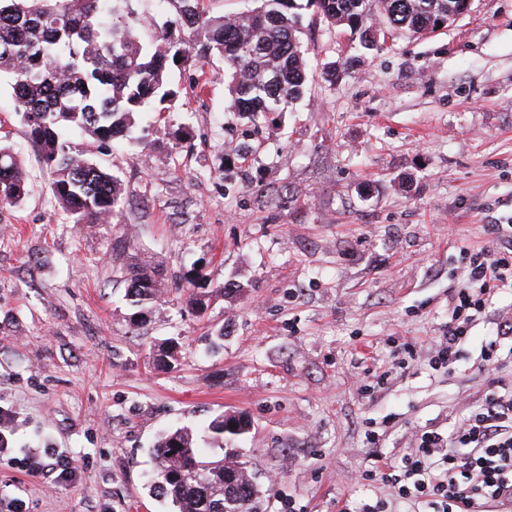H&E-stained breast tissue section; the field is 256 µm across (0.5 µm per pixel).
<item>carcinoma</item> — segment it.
I'll return each mask as SVG.
<instances>
[{
  "mask_svg": "<svg viewBox=\"0 0 512 512\" xmlns=\"http://www.w3.org/2000/svg\"><path fill=\"white\" fill-rule=\"evenodd\" d=\"M134 0H0V73L7 74L15 107L28 136L53 173L52 190L76 224H109L123 212L118 179L81 152L68 136L80 131L106 146L125 136L135 118L175 92L174 67L204 69L206 59L224 58L230 111L251 123L282 112L306 93L304 51L296 36L297 0H261L254 9L209 16L201 0H169L174 19L154 27L147 41L138 31L146 20ZM332 25H346L368 49L377 45L368 26L372 8L388 24L411 33L433 31L460 16V0H306ZM191 39L177 43L173 29ZM180 62H175V59ZM29 187L16 154L0 145V204H16ZM127 296L141 308L157 309L166 291L157 263L135 256L126 267ZM188 303L208 308L206 277L184 276ZM250 421L222 413L207 425L216 447L226 435H243ZM155 472L149 495L170 512H261L262 491L238 455L204 458L188 428L162 432L153 448Z\"/></svg>",
  "mask_w": 512,
  "mask_h": 512,
  "instance_id": "obj_1",
  "label": "carcinoma"
}]
</instances>
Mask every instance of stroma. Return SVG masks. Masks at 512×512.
I'll return each instance as SVG.
<instances>
[{
	"label": "stroma",
	"instance_id": "obj_1",
	"mask_svg": "<svg viewBox=\"0 0 512 512\" xmlns=\"http://www.w3.org/2000/svg\"><path fill=\"white\" fill-rule=\"evenodd\" d=\"M300 15L307 93L270 120L227 112L214 56L204 72L174 70L176 98L128 138L105 149L73 136L121 184L123 215L109 224L78 227L59 207L0 78V143L30 184L0 206V406L17 414L1 504L20 493L27 512H164L145 487L158 434L238 410L252 428L233 446L270 489L265 512H358L377 497L413 512L357 479L373 465L369 422L390 418L380 446L397 460L419 429L452 430L489 389L512 387V366L493 378L478 369L512 289L454 370L429 366L451 257L512 219V0H470L426 35L372 14L371 51L314 9ZM131 247L168 283L137 322L123 274ZM194 268L243 290L198 313L181 289ZM223 325V347L209 352ZM168 338L182 344L173 369L152 363ZM394 339L414 346L407 366L389 356ZM369 374L381 383L360 393ZM38 448L73 451L78 481L50 492L26 475L20 461Z\"/></svg>",
	"mask_w": 512,
	"mask_h": 512
}]
</instances>
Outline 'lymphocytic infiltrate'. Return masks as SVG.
Listing matches in <instances>:
<instances>
[{"label":"lymphocytic infiltrate","mask_w":512,"mask_h":512,"mask_svg":"<svg viewBox=\"0 0 512 512\" xmlns=\"http://www.w3.org/2000/svg\"><path fill=\"white\" fill-rule=\"evenodd\" d=\"M489 230V245L459 250V283L448 325L429 360L433 370L456 365L472 339L473 323L498 291L512 288V224H493ZM365 438L376 450L365 477L380 480L395 498L425 503L433 512H476L484 500L512 505V392H491L478 411L451 431L419 430L413 450L397 464L378 452L376 430H367ZM22 468L33 477L51 474L57 485L73 484L79 477L68 449H42L24 458Z\"/></svg>","instance_id":"obj_1"}]
</instances>
